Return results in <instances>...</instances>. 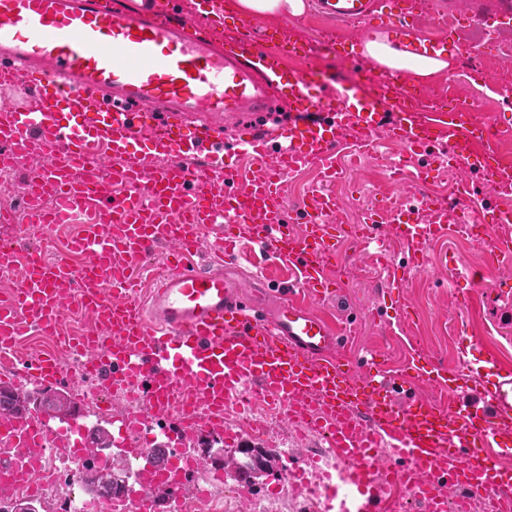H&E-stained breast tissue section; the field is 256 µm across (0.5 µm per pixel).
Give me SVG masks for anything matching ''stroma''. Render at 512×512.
<instances>
[{
    "label": "stroma",
    "instance_id": "35a3bbf8",
    "mask_svg": "<svg viewBox=\"0 0 512 512\" xmlns=\"http://www.w3.org/2000/svg\"><path fill=\"white\" fill-rule=\"evenodd\" d=\"M474 10L481 11L487 29L500 41L512 44V0H425L419 17L421 27H428L432 13L443 12L448 16L449 32L458 33L459 38L451 51V72L415 84L414 89L420 96L450 89L475 102L479 118L497 125L500 151L512 152V107L504 103L505 96H512V81L477 70L465 59L467 49L480 36L464 23L466 13ZM390 120V114L382 115L367 149L356 142L351 131H344L335 176L309 167L286 179L292 202L313 186L334 194L343 221L344 231L336 242L337 262L328 272L339 288L335 295L310 298L309 304L312 310L335 320L354 322L355 334L347 342L346 354L360 366L376 353L400 369L416 351L423 358L452 366L472 361V353L461 348L457 340L462 329L471 328L478 332L483 348L493 350L501 363L512 367V304L503 303L477 315L463 303L466 292L512 281V267L496 265L493 249L464 243L454 226L444 237L426 239L414 255L384 229L371 243L357 242L354 227L369 207L365 189L378 188L390 194L396 204L413 206L417 200L412 175L419 171L427 172L425 185L429 190L444 195L454 192L457 182H466L473 213L508 206L506 200L487 191L481 172L451 171L439 164L437 157L443 146L410 149L393 141L387 132ZM398 158L406 160L408 166L406 174L395 180L387 165ZM229 246L237 260L226 266L228 275L248 287L253 275L260 273L267 277L270 288L282 287L285 271L262 258L245 238L230 240ZM392 270L401 278L398 291H379L378 282L386 280ZM319 444L317 436L300 432L288 420L278 421L261 445L270 459L267 473L250 485V497L238 500L236 512H252L254 499L280 495L290 496L289 512H318L314 499L290 487L287 470L290 460L305 459L308 453L317 452Z\"/></svg>",
    "mask_w": 512,
    "mask_h": 512
}]
</instances>
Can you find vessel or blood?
Segmentation results:
<instances>
[{
  "label": "vessel or blood",
  "mask_w": 512,
  "mask_h": 512,
  "mask_svg": "<svg viewBox=\"0 0 512 512\" xmlns=\"http://www.w3.org/2000/svg\"><path fill=\"white\" fill-rule=\"evenodd\" d=\"M313 7L324 20L364 24L366 37L386 34L412 55H448L447 36L419 34L407 0ZM192 15L181 0L127 9L112 0H0V90L25 91L23 100H0V167L31 165L15 239L0 245V269L16 279L0 292V358L16 355L33 331L59 342L54 353L1 371L0 384L74 383L68 359L76 355L100 392L132 394L134 406L102 410L115 446L138 463L135 481L106 502L107 512H181L194 472L209 468L196 440L208 434L234 444L227 415L248 400L304 418L340 461L325 512H397L398 485L416 489L422 512L483 495L512 502V478L493 475L497 458L512 455V370L489 353L465 372L437 361L393 370L374 360L362 377L343 352L348 328L296 298L329 289L336 200L314 187L287 208L284 181L304 164L335 171L338 129L367 138L383 112L392 116V138L413 148L445 144L449 168L483 172L489 189L512 185V163L493 148L487 126L463 122L471 103H419L400 72L377 69L357 48L284 30L227 41L203 32ZM270 41L279 50H268ZM330 56L343 71L324 66ZM288 57L294 66H285ZM283 97L298 117L275 155L240 127L245 149L272 159L241 175L227 160L234 145L220 117L264 112ZM315 107L329 111L330 122L305 121ZM150 155L159 164H148ZM79 212L86 222L70 250L81 262L43 256L30 226L47 232ZM468 213L462 200L428 196L419 210L376 211L367 221L390 225L416 252L424 237L468 223ZM235 232L296 273L259 321L261 305L245 299L239 280L194 263L203 235L220 248ZM157 254L165 268L140 297L133 274ZM425 378L459 381L482 403L449 408L408 396ZM159 420L188 457L165 464L143 452L134 436ZM81 432L76 415L63 429L1 415L0 494L40 484L44 448L71 446ZM382 447L390 457L379 455Z\"/></svg>",
  "instance_id": "1"
}]
</instances>
